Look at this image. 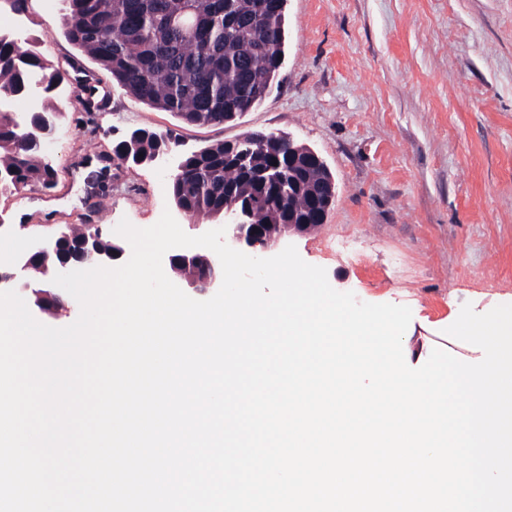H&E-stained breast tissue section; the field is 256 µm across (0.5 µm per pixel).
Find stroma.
Listing matches in <instances>:
<instances>
[{"mask_svg":"<svg viewBox=\"0 0 512 512\" xmlns=\"http://www.w3.org/2000/svg\"><path fill=\"white\" fill-rule=\"evenodd\" d=\"M28 33L65 74L56 185L0 194L15 224L153 225L171 173L113 164L135 128L181 149L245 132L287 133L336 183L325 224L289 236L307 263L366 303L408 306L413 352L476 358L446 335L463 304H512V0H287L288 45L273 92L221 126L184 123L102 78L43 0Z\"/></svg>","mask_w":512,"mask_h":512,"instance_id":"stroma-1","label":"stroma"}]
</instances>
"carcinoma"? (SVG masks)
Instances as JSON below:
<instances>
[{"label":"carcinoma","mask_w":512,"mask_h":512,"mask_svg":"<svg viewBox=\"0 0 512 512\" xmlns=\"http://www.w3.org/2000/svg\"><path fill=\"white\" fill-rule=\"evenodd\" d=\"M287 0H67L61 24L66 38L87 54L111 80L134 99L171 112L194 125L219 126L258 106L278 83L287 42ZM191 9L193 36L175 26L176 16ZM37 79L41 107L36 122L55 128V103L64 80L38 49L0 34V101L32 93ZM113 148L118 156L130 147L149 159L175 146L170 136L138 128ZM252 161L264 165L288 152L282 134L253 132ZM233 141L196 148L171 182L177 207L194 218H213L237 197L260 194L254 223L279 225L288 214L304 215L311 196L325 190L332 174L322 165L278 170L276 188H260L226 158ZM0 171L14 175L12 188L22 191L55 185L56 171L38 144L17 127L13 113L0 107Z\"/></svg>","instance_id":"1"}]
</instances>
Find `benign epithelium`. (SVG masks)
I'll return each mask as SVG.
<instances>
[{
	"label": "benign epithelium",
	"instance_id": "7a95c632",
	"mask_svg": "<svg viewBox=\"0 0 512 512\" xmlns=\"http://www.w3.org/2000/svg\"><path fill=\"white\" fill-rule=\"evenodd\" d=\"M318 164L323 158L312 148L295 144L288 138V165L294 166L300 158ZM335 197L334 187H329L323 197L313 203L309 218L288 217V222L280 225L279 233H273L264 224H252L254 200L240 207L231 204L224 207L225 241L233 247L246 246L262 256L287 235L307 233L312 222L325 223ZM100 229L95 224L86 225L83 236L74 244L66 243L63 229L51 234L31 230L29 224H13L8 216L0 213V234L23 237L32 242L30 251L15 256L10 261L0 262V288L14 290L23 294L30 308L51 315H59L70 310V305L55 300L50 291L52 279L59 272L76 269H90L122 259L126 254L124 240L112 238L113 248L105 252L98 247ZM166 271L182 281L185 287L200 298H205L219 290L222 283V269L216 254L202 247L175 248L165 258Z\"/></svg>",
	"mask_w": 512,
	"mask_h": 512
}]
</instances>
